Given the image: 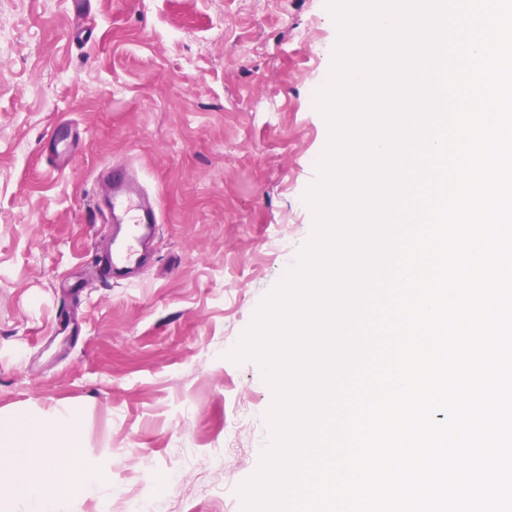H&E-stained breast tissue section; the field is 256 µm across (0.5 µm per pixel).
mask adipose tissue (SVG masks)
Here are the masks:
<instances>
[{
    "label": "adipose tissue",
    "instance_id": "adipose-tissue-1",
    "mask_svg": "<svg viewBox=\"0 0 512 512\" xmlns=\"http://www.w3.org/2000/svg\"><path fill=\"white\" fill-rule=\"evenodd\" d=\"M45 428L42 419L22 415L0 442V473L15 478L13 512H53L60 498L92 492L100 484V475L71 467L79 453L78 428L70 420H59L50 439Z\"/></svg>",
    "mask_w": 512,
    "mask_h": 512
}]
</instances>
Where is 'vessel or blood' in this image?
<instances>
[{"instance_id":"1","label":"vessel or blood","mask_w":512,"mask_h":512,"mask_svg":"<svg viewBox=\"0 0 512 512\" xmlns=\"http://www.w3.org/2000/svg\"><path fill=\"white\" fill-rule=\"evenodd\" d=\"M79 132L74 124L58 125L46 145L58 169H65ZM96 182L94 212L98 223L107 225L111 238L108 251L97 254L99 279L106 284H130L152 256L149 245L158 232L160 201L143 186L132 167L107 163L100 167Z\"/></svg>"}]
</instances>
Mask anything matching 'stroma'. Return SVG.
<instances>
[{"mask_svg":"<svg viewBox=\"0 0 512 512\" xmlns=\"http://www.w3.org/2000/svg\"><path fill=\"white\" fill-rule=\"evenodd\" d=\"M89 19L81 43L68 0H0V428L77 420L105 481L56 512H121L133 493L242 512L273 392L228 354L312 235L338 27L325 0H92ZM62 118L83 135L59 173L43 145ZM113 160L140 169L162 222L143 279L110 288L93 200Z\"/></svg>","mask_w":512,"mask_h":512,"instance_id":"35a3bbf8","label":"stroma"}]
</instances>
